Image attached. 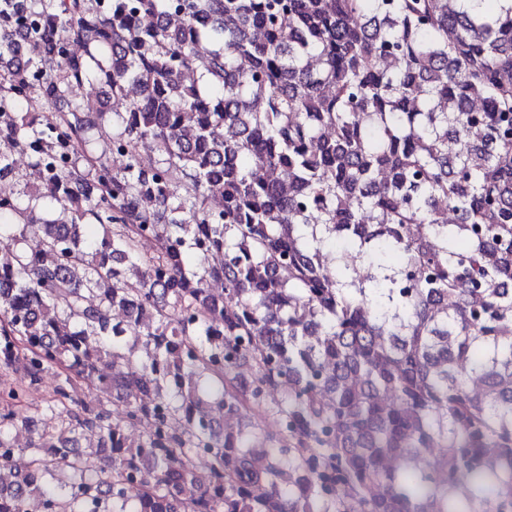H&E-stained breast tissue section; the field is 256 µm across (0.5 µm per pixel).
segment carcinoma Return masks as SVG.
Wrapping results in <instances>:
<instances>
[{
  "mask_svg": "<svg viewBox=\"0 0 512 512\" xmlns=\"http://www.w3.org/2000/svg\"><path fill=\"white\" fill-rule=\"evenodd\" d=\"M92 80L139 89L97 156L105 112L15 111ZM15 151L0 369L124 411L63 406L0 512H512V0H0V176ZM14 176L0 183V188L7 193L16 194L27 187H32L40 183L35 178V171L30 166V160L24 153H15L13 157ZM97 436L94 433L86 431L81 437L80 448L87 469V473H99L103 466L101 456L95 453Z\"/></svg>",
  "mask_w": 512,
  "mask_h": 512,
  "instance_id": "1",
  "label": "carcinoma"
}]
</instances>
